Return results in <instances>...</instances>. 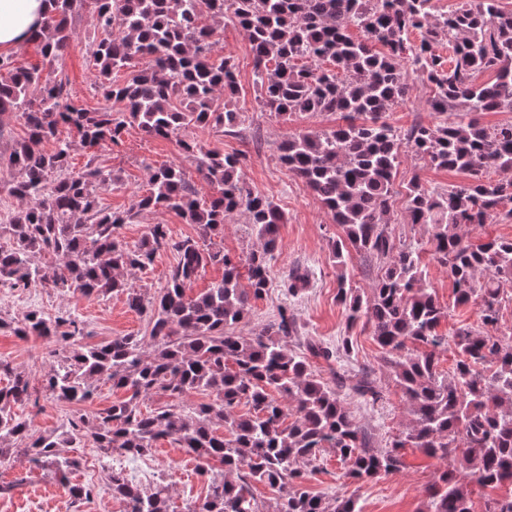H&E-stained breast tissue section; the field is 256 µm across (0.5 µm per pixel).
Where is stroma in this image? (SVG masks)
<instances>
[{
  "instance_id": "1",
  "label": "stroma",
  "mask_w": 512,
  "mask_h": 512,
  "mask_svg": "<svg viewBox=\"0 0 512 512\" xmlns=\"http://www.w3.org/2000/svg\"><path fill=\"white\" fill-rule=\"evenodd\" d=\"M72 26L75 35L61 61L72 100L89 109L107 105L112 111H122L123 102L104 101L96 90V77L86 53L88 44L96 36L88 14L73 17ZM214 52L233 57L238 66V90L233 103L241 112L244 124L239 132L232 134L223 135L206 126L189 129L187 135L204 148L242 154V178L255 192L273 200L287 218L278 229L279 249L270 270L272 286L263 298L253 301L238 330L245 336L257 335L284 307L297 322V333L288 339L292 352H304L310 339L332 347L343 339H350L351 353L340 365L316 359L312 369L325 379L331 378L337 367L351 373L362 370L371 373L384 391L382 401L372 405L349 393L344 394L343 399L356 421L370 434L374 447H385L411 422L410 408L386 367L370 329L349 325L347 311L337 299L338 272L329 257V242L340 235V227L332 223L306 184L282 167L275 152L277 143L288 135L331 129L341 124L342 118L337 113H317L283 120L263 111L252 81L251 46L238 25L228 22L221 26ZM411 84L408 99L390 112L389 123L403 130L416 123L438 124L440 115L426 107L429 91L425 84L417 78L412 79ZM90 159L121 178V189L100 194L103 207L111 211L127 209L132 195L147 189L151 170L170 162L180 164L188 177L194 179L201 198H210L213 193L208 183L198 179L193 160L179 151L175 141L146 136L133 125L126 128L121 146L103 144L91 151L79 147L72 155V162L78 167ZM415 175L428 188L463 184L468 177L435 168L412 152L402 153L392 186L391 205L397 220L395 233L406 239L423 240L427 237L426 225L409 223L405 211L407 186ZM149 224L168 225L176 239L197 234L195 225L183 223L171 212L141 214L132 223L123 225L120 234L128 243H135ZM423 262L426 287L433 290L448 311L441 332L449 335L461 325H477L478 305L456 304L447 269L428 255ZM296 268L307 273L308 283L302 293L293 297L288 293L286 282ZM33 307L51 316L69 313L82 320L88 331L87 336L78 339L82 345L99 344L113 336H145L150 332L147 316L131 310L121 294L85 297L78 293L61 295L50 288L23 290L0 285V359L10 361L25 372L35 387L40 386L43 375L56 364L63 351L61 344L53 341L15 336L14 319ZM121 396V391L107 384L100 387L91 402L67 404L43 396L38 406L27 407L25 413L34 433L58 434L65 430L69 419L102 412ZM70 454L81 460L70 477L71 482L95 485L93 497L79 502L73 500L55 479L18 455L0 467V484L13 486L9 494L0 496V512H122V503L112 498L104 481L107 470L116 466L124 467L129 477L143 489L164 484L169 491L172 512H184L187 502L204 497L208 490V479L200 474L199 460L166 440L158 441L146 455L134 460L91 447L74 448ZM402 454L400 471L356 482L346 477L336 455L326 451L308 466L304 485L310 492L330 499L355 498L362 512H420L425 489L441 465L415 448L403 449Z\"/></svg>"
}]
</instances>
